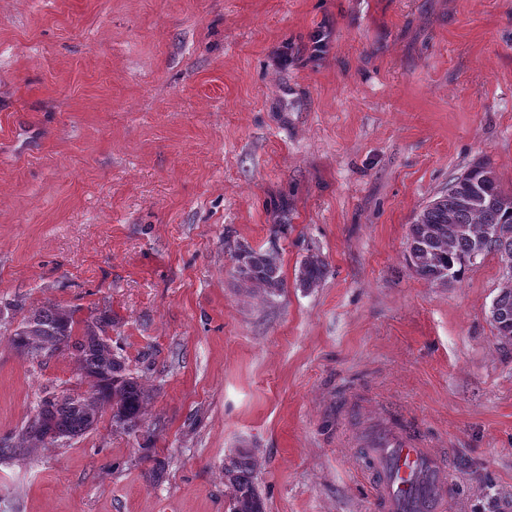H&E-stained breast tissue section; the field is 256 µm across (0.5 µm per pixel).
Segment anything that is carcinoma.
Instances as JSON below:
<instances>
[{
  "instance_id": "carcinoma-1",
  "label": "carcinoma",
  "mask_w": 512,
  "mask_h": 512,
  "mask_svg": "<svg viewBox=\"0 0 512 512\" xmlns=\"http://www.w3.org/2000/svg\"><path fill=\"white\" fill-rule=\"evenodd\" d=\"M474 175L486 176L485 197L468 201L464 187ZM512 264V192L502 189L495 171L486 162L468 167L449 185L448 191L430 201L410 227L409 255L412 266L423 279L436 282L449 267L459 273L471 256L489 252ZM236 258L243 282L275 295L284 288L279 253L240 246ZM325 264L317 256L303 260L297 273L302 288L317 286ZM492 318L498 336L512 341V278L493 300ZM112 318L103 311L79 318L76 311L49 304L23 316L11 333L10 343L31 358L69 352L81 372L100 381L83 393H48L17 434V448H35L59 440L80 437L93 429L107 407L123 419L126 430L134 431L145 413L148 395L129 373L122 356L112 351L108 329ZM254 462L245 452L229 458L224 476L233 489L231 512H264L263 500L253 482Z\"/></svg>"
}]
</instances>
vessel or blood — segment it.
<instances>
[{"label":"vessel or blood","instance_id":"1","mask_svg":"<svg viewBox=\"0 0 512 512\" xmlns=\"http://www.w3.org/2000/svg\"><path fill=\"white\" fill-rule=\"evenodd\" d=\"M362 445L377 475V512H442L447 469L419 437L390 417L373 424Z\"/></svg>","mask_w":512,"mask_h":512}]
</instances>
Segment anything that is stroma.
<instances>
[{
	"instance_id": "stroma-1",
	"label": "stroma",
	"mask_w": 512,
	"mask_h": 512,
	"mask_svg": "<svg viewBox=\"0 0 512 512\" xmlns=\"http://www.w3.org/2000/svg\"><path fill=\"white\" fill-rule=\"evenodd\" d=\"M482 160L512 191V0H0V441L86 388L11 346L32 308L107 312L150 396L137 431L107 410L0 463V512H229L241 451L265 512H373L378 413L449 456L447 512H512L504 265L408 259ZM243 266H237L243 282L264 288L269 295H275L284 288L280 275V258L276 250H255L240 246L235 255ZM324 273V262L318 256L311 255L300 264L297 282L302 288H313L321 282ZM492 321L498 336L506 342L512 341V274L508 283L492 302ZM495 312L497 318H495Z\"/></svg>"
}]
</instances>
